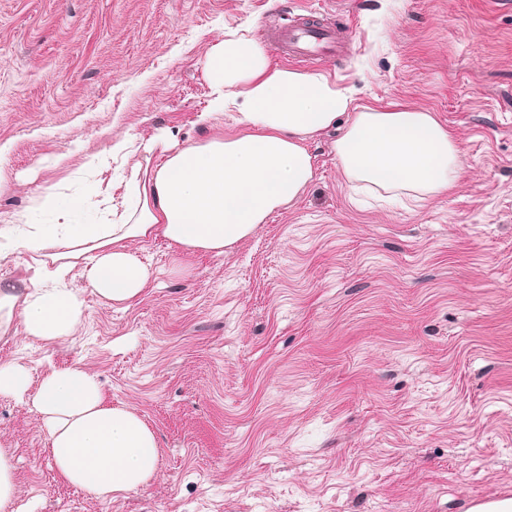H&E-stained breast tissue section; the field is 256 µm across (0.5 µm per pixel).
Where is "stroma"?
I'll return each instance as SVG.
<instances>
[{
  "instance_id": "obj_1",
  "label": "stroma",
  "mask_w": 512,
  "mask_h": 512,
  "mask_svg": "<svg viewBox=\"0 0 512 512\" xmlns=\"http://www.w3.org/2000/svg\"><path fill=\"white\" fill-rule=\"evenodd\" d=\"M340 20L345 54L304 63L361 103L433 113L461 177L419 205L349 184L335 132L314 177L223 254L133 243L130 306L85 294L73 337L0 338L40 379L81 365L159 440L145 486L102 501L62 482L35 413L0 395L22 512H469L512 498V0H0V222L54 221L53 195L129 199L84 175L112 139L190 143L209 46L285 15Z\"/></svg>"
}]
</instances>
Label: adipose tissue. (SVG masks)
I'll use <instances>...</instances> for the list:
<instances>
[{
	"mask_svg": "<svg viewBox=\"0 0 512 512\" xmlns=\"http://www.w3.org/2000/svg\"><path fill=\"white\" fill-rule=\"evenodd\" d=\"M205 74L212 99L199 124L231 112L236 134L182 145L161 129L136 147L107 143L87 166H107L116 155L131 161L136 200L119 219L80 222L84 202L72 195L58 201L56 223L24 232L0 226L1 256L19 248L30 256L19 284L0 285L1 336H73L84 314L81 294L68 286L77 274L104 300H137L153 273L132 241L161 237L189 253L220 254L249 237L300 197L314 175L307 144L332 127L342 129L335 152L349 182L424 202L460 178L457 141L432 113L358 104L354 88L323 72L270 69L245 29H225L212 43ZM0 393L29 399L60 480L109 500L155 476L154 430L132 408L107 402L97 374L83 366L50 367L35 386L28 369L4 362Z\"/></svg>",
	"mask_w": 512,
	"mask_h": 512,
	"instance_id": "ef3b65f1",
	"label": "adipose tissue"
}]
</instances>
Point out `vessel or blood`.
I'll list each match as a JSON object with an SVG mask.
<instances>
[{
	"label": "vessel or blood",
	"mask_w": 512,
	"mask_h": 512,
	"mask_svg": "<svg viewBox=\"0 0 512 512\" xmlns=\"http://www.w3.org/2000/svg\"><path fill=\"white\" fill-rule=\"evenodd\" d=\"M276 54L295 62H305L323 56H334L345 49L335 25L319 19L305 23H285L269 35Z\"/></svg>",
	"instance_id": "obj_1"
}]
</instances>
